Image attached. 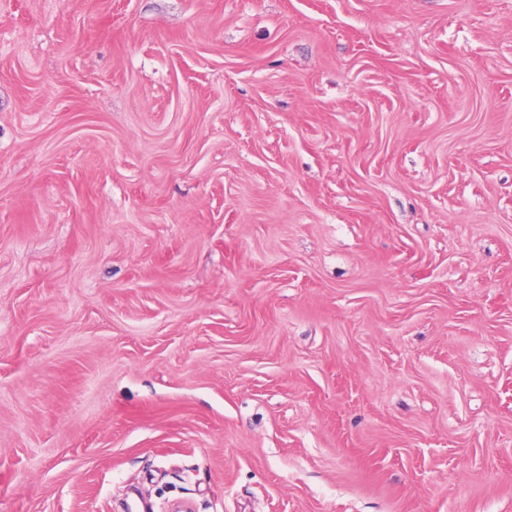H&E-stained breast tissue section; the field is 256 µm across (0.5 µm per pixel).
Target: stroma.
Instances as JSON below:
<instances>
[{"label":"stroma","instance_id":"1","mask_svg":"<svg viewBox=\"0 0 512 512\" xmlns=\"http://www.w3.org/2000/svg\"><path fill=\"white\" fill-rule=\"evenodd\" d=\"M512 512V0H0V512Z\"/></svg>","mask_w":512,"mask_h":512}]
</instances>
